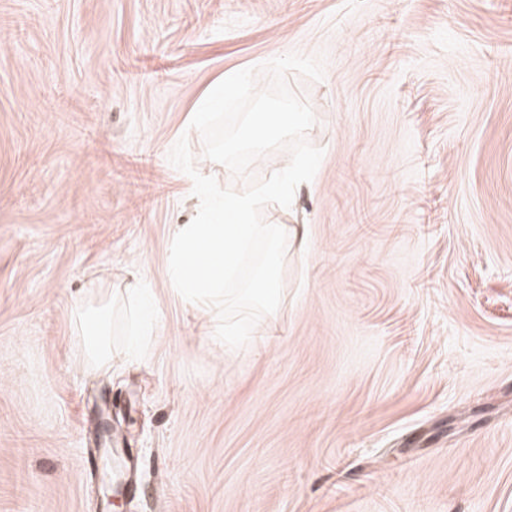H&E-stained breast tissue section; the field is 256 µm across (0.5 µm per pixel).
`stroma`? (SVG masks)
Wrapping results in <instances>:
<instances>
[{
	"mask_svg": "<svg viewBox=\"0 0 512 512\" xmlns=\"http://www.w3.org/2000/svg\"><path fill=\"white\" fill-rule=\"evenodd\" d=\"M290 52L324 157L233 349L171 285L168 154ZM0 512H512V0H0ZM78 320L81 323V334L85 339L88 360L92 362H105L112 358V349L109 343L111 332L109 320L110 310L107 306L90 307L82 309Z\"/></svg>",
	"mask_w": 512,
	"mask_h": 512,
	"instance_id": "35a3bbf8",
	"label": "stroma"
}]
</instances>
